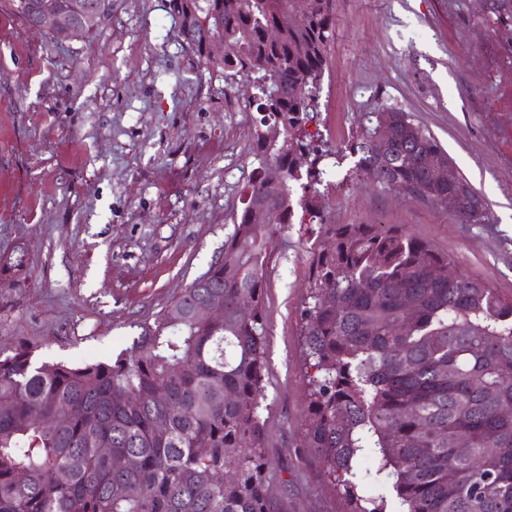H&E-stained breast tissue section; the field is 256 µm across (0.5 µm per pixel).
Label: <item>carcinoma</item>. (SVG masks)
Wrapping results in <instances>:
<instances>
[{
  "label": "carcinoma",
  "instance_id": "carcinoma-1",
  "mask_svg": "<svg viewBox=\"0 0 512 512\" xmlns=\"http://www.w3.org/2000/svg\"><path fill=\"white\" fill-rule=\"evenodd\" d=\"M30 25L36 7L4 0ZM334 0H170L179 32L209 75L241 74L258 91V176L224 253L104 359L45 360L38 345L0 347V512H277L259 409L266 362V242L294 217L289 182L322 236L300 313L309 406L301 428L350 512H512V301L406 232L327 224L316 200L340 151L308 141L335 35ZM224 41L212 56L211 38ZM352 153L374 182L430 205L459 199L461 224L488 219L460 174L432 178L448 152L393 108L357 130ZM307 157L301 175L296 157ZM25 255L0 272H25ZM224 296L209 320L195 307ZM166 397H157V391ZM40 412L44 423L33 420ZM467 453L457 454L459 444ZM112 455L134 460L112 467ZM493 448L489 454L486 449ZM372 460L375 486L357 464Z\"/></svg>",
  "mask_w": 512,
  "mask_h": 512
}]
</instances>
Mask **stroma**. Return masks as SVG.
<instances>
[{"instance_id": "35a3bbf8", "label": "stroma", "mask_w": 512, "mask_h": 512, "mask_svg": "<svg viewBox=\"0 0 512 512\" xmlns=\"http://www.w3.org/2000/svg\"><path fill=\"white\" fill-rule=\"evenodd\" d=\"M335 39L309 133L347 145L369 113L414 114L484 199L483 224L329 176L324 220L399 229L456 271L512 296V0H336ZM245 77L210 78L169 0H114L93 34L55 42L0 11V341L45 359L129 346L139 324L221 256L258 161ZM316 236L269 243L259 414L278 512H349L307 448L300 311Z\"/></svg>"}]
</instances>
